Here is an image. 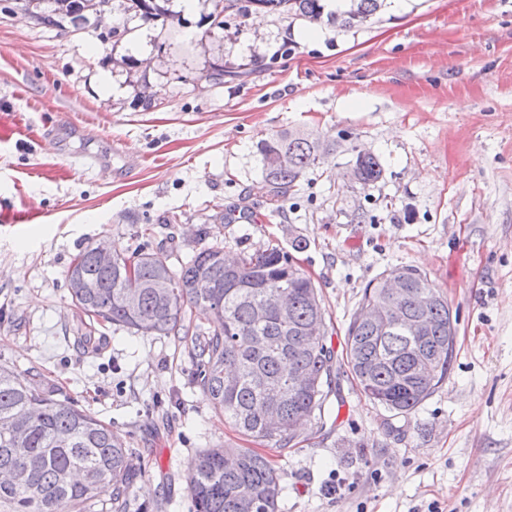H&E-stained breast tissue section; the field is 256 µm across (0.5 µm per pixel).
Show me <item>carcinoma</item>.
Listing matches in <instances>:
<instances>
[{
    "instance_id": "obj_1",
    "label": "carcinoma",
    "mask_w": 512,
    "mask_h": 512,
    "mask_svg": "<svg viewBox=\"0 0 512 512\" xmlns=\"http://www.w3.org/2000/svg\"><path fill=\"white\" fill-rule=\"evenodd\" d=\"M41 23L77 31L86 22L84 12L99 0H48ZM129 9L144 22L166 13L167 0H129ZM383 0H345L344 9L325 12L324 0H247L248 6L285 12L310 23L327 19L340 27L367 22ZM262 173L275 197L290 192L299 178L316 166L320 143L299 134L261 142ZM354 169L363 185L382 177L378 156L360 152ZM127 258L110 268L100 266L94 248L87 246L67 270L73 301L92 319L154 336H173L191 346L198 364V383L216 411L243 436L276 448H286L295 431L315 412H323L332 367L324 342L321 300L310 276L289 256L272 247L246 253L233 267L225 265L224 249L199 251L175 269L162 253H137L134 274L128 276ZM415 293L433 292L425 273L412 266L395 268ZM165 277L173 288L158 295L153 281ZM129 292L138 301L126 300ZM384 276L370 282L360 309L347 329L346 357L352 374L373 402L398 413L415 410L447 377L456 338V320L448 300L437 296L422 308L413 303L409 315L420 318L426 331L414 339L402 325L383 331V320L364 316L384 298ZM288 305V322L276 312L278 301ZM265 307L264 318L256 309ZM202 308L220 323L207 332H190L184 324L187 310ZM318 323L319 335L306 336L301 328ZM279 343L267 348L269 340ZM428 361L430 371L416 374ZM275 402L281 431L273 435L263 422L265 406ZM241 460L237 469L224 467V455ZM194 480L189 493L194 512H277L281 493L276 468L253 448H208L191 462ZM22 475L19 485L0 483V512H93L98 492L112 488L109 512H126L130 489L142 477L133 451L123 446L110 425L67 400L53 397L41 376L0 367V473ZM253 487L254 498H237L238 485Z\"/></svg>"
}]
</instances>
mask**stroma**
<instances>
[{"label":"stroma","mask_w":512,"mask_h":512,"mask_svg":"<svg viewBox=\"0 0 512 512\" xmlns=\"http://www.w3.org/2000/svg\"><path fill=\"white\" fill-rule=\"evenodd\" d=\"M24 4L0 0V366L111 425L144 469L128 512H193L192 458L250 442L188 348L73 303L67 269L101 238L175 268L275 246L313 280L332 390L293 447L265 451L278 512H512V0H386L314 39L283 14L168 0L117 42L96 15L64 33ZM295 131L321 157L276 200L259 144ZM362 150L383 166L371 186L346 178ZM244 210L259 222L221 223ZM402 265L457 335L446 379L396 414L362 392L345 336L368 282Z\"/></svg>","instance_id":"1"}]
</instances>
